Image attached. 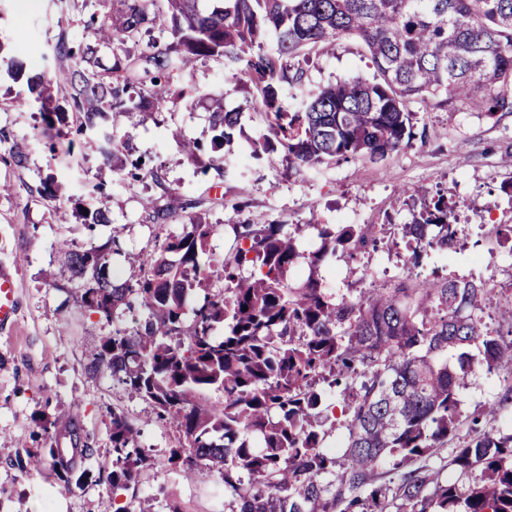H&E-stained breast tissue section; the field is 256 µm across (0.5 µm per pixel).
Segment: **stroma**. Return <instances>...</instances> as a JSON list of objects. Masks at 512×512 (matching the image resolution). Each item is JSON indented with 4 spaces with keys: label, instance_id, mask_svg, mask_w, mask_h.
<instances>
[{
    "label": "stroma",
    "instance_id": "1",
    "mask_svg": "<svg viewBox=\"0 0 512 512\" xmlns=\"http://www.w3.org/2000/svg\"><path fill=\"white\" fill-rule=\"evenodd\" d=\"M105 0H0V35L29 31L27 53L38 70L60 80L51 54L59 39L77 44L89 37L92 19L107 11ZM307 82L323 86L343 78H372L369 56L357 40H337L329 55L313 56ZM196 99H171L152 114L118 117L114 133L127 140L132 157L158 171L159 180L135 181L114 169L95 143L76 142L73 151L53 148L36 107L15 110L13 96L26 94L25 79H13L0 61V265L18 270L19 317L0 333V512H136L150 501L154 512H224L223 483L214 477L182 478L167 464L180 435L146 412V404L113 381L109 371H91L92 354L110 329L101 315L81 301L82 290L64 266L59 246L87 249L118 238L110 272L125 280L136 274L131 258L148 257L156 239L180 235L191 216L204 214L214 231L202 261L213 266L230 257L233 225L285 222L299 226L298 247L315 251L316 224H375L384 229L377 250L353 257L337 255L319 272L323 292L352 299L370 287L394 284L416 274L459 275L489 283L493 303L512 301V113L489 118L472 107L422 111L411 104L415 136L385 163H334L320 172L295 175L284 163L254 171L248 142L263 132L250 99L252 92L226 76L222 62L198 60L183 76ZM241 115L242 134L234 141L232 173H201L171 137L181 129L188 139L210 146L209 100ZM27 159L16 165L12 145ZM68 187L69 197L86 198L104 183L110 223L87 230L71 215L68 199L42 197L47 177ZM179 197L183 210L154 219L146 200L166 204ZM445 197L458 213V243L451 256L430 253L421 268L409 261L411 249L400 225L410 223ZM137 423L141 444L155 461L138 483L119 491L112 470V415ZM89 445L86 462L76 463L62 480L46 456L50 448ZM45 457L41 470L31 456Z\"/></svg>",
    "mask_w": 512,
    "mask_h": 512
}]
</instances>
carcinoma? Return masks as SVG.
Here are the masks:
<instances>
[{
  "label": "carcinoma",
  "mask_w": 512,
  "mask_h": 512,
  "mask_svg": "<svg viewBox=\"0 0 512 512\" xmlns=\"http://www.w3.org/2000/svg\"><path fill=\"white\" fill-rule=\"evenodd\" d=\"M115 2L88 41L55 45L58 62L75 60L64 86L35 72L27 88L46 130L96 137L120 170L129 162L113 116L128 111L134 92L141 112L182 96L174 74L201 58L224 61L225 73L254 91L265 133L249 142L250 157L271 165L282 151L297 174L332 162H385L410 144L415 102L469 105L490 117L512 112V0H215L210 9L200 0H165L163 8L158 0ZM155 27L170 28L166 49H122ZM346 36L361 41L373 80L309 87L310 56ZM209 110L213 146L231 145L240 113L219 100ZM174 137L203 170H233L232 150L206 158L199 144ZM129 164L131 178L159 180L144 163ZM67 202L90 229L111 223L102 201ZM213 228L200 215L191 219L181 235L155 245L150 263L137 260L135 280L120 284L108 265L117 236L98 248L65 249L72 276L88 285L87 307L108 322L121 311L141 314L131 327L112 324L91 367L111 371L182 434L167 464L187 479L219 478L224 512H512V431H488L475 415L460 433L461 391L476 370L505 382L483 415L512 404V338L485 330V283L435 275L333 300L317 269L338 252L352 257L377 246L375 225H316L320 247L299 287L288 273L302 253L283 225H234L235 252L216 269L200 260ZM457 232L441 200L401 225L415 265L452 248ZM244 267L250 275H241ZM215 278L224 293H206L186 310ZM478 340L475 360L466 347ZM213 390L224 401L210 403ZM338 427L342 447L329 448ZM139 436L126 415L112 413L114 490L154 467ZM450 440L458 444L447 465H415Z\"/></svg>",
  "instance_id": "obj_1"
}]
</instances>
